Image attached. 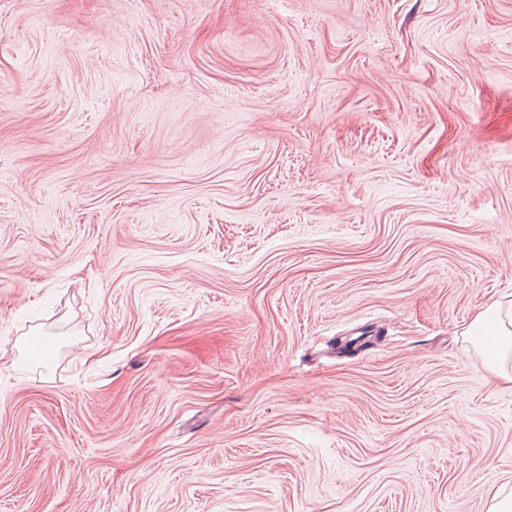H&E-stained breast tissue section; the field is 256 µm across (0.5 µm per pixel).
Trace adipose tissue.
Wrapping results in <instances>:
<instances>
[{"instance_id":"adipose-tissue-1","label":"adipose tissue","mask_w":512,"mask_h":512,"mask_svg":"<svg viewBox=\"0 0 512 512\" xmlns=\"http://www.w3.org/2000/svg\"><path fill=\"white\" fill-rule=\"evenodd\" d=\"M493 380L512 385V297L493 300L463 330Z\"/></svg>"}]
</instances>
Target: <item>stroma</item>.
<instances>
[{
	"mask_svg": "<svg viewBox=\"0 0 512 512\" xmlns=\"http://www.w3.org/2000/svg\"><path fill=\"white\" fill-rule=\"evenodd\" d=\"M512 0H0V512H485ZM461 336L481 357L494 381L512 385V297L495 299L478 311Z\"/></svg>",
	"mask_w": 512,
	"mask_h": 512,
	"instance_id": "1",
	"label": "stroma"
}]
</instances>
